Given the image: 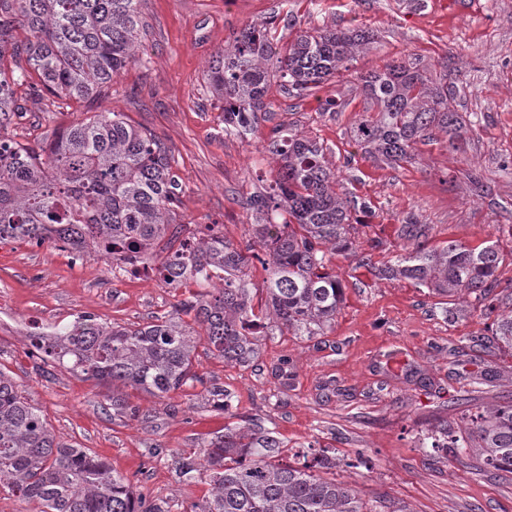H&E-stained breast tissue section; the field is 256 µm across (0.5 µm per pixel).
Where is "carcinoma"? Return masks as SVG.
I'll use <instances>...</instances> for the list:
<instances>
[{
	"instance_id": "obj_1",
	"label": "carcinoma",
	"mask_w": 512,
	"mask_h": 512,
	"mask_svg": "<svg viewBox=\"0 0 512 512\" xmlns=\"http://www.w3.org/2000/svg\"><path fill=\"white\" fill-rule=\"evenodd\" d=\"M139 0H0V128L22 111L14 86L29 95L91 99L129 64L140 60L145 25ZM26 33L18 37V31ZM270 28L253 24L224 46L208 70L213 97L223 104L224 134L256 131L271 79L302 96L350 70L370 48L361 30L323 28L300 32L284 50ZM37 81H31V74ZM376 116L358 123L354 142L365 157L408 162L415 145L435 131L450 145L464 126L452 109L454 91L432 82L417 65L394 60L360 77ZM275 175L249 200L263 215L253 225L257 259L266 273L265 300L254 302L250 257L224 235L209 231L180 241L157 265L143 257L167 236L184 187L170 148L154 134L128 124L117 112H97L55 132L38 148L0 136V242L37 245L53 240L74 258L104 259L136 274L152 272L168 286L189 282L200 290L142 327H126L80 315L54 336H26L29 356L115 388L161 397L202 382L193 370L197 345L227 364L245 366L257 354L258 329L270 325L296 336H316L336 321L344 302L341 280L326 271L328 257L354 248L357 213L366 205L349 197L326 160L323 146L293 131L271 130ZM411 249L379 274L399 277L441 297L486 300L498 287L504 261L496 242L473 247L450 240L428 245L420 224L406 225ZM193 315V322L183 319ZM493 335L512 350V310L496 315ZM112 415L136 418L139 408L112 393ZM475 438H450L474 450L484 465L512 473V401L476 416ZM273 431L251 420L224 427L203 459L181 456L176 474L186 483L209 471L202 512H364L354 489L317 472L336 466V452L314 457L293 453ZM31 503L37 512H164L135 493L131 481L102 458L59 440L12 377L0 369V490Z\"/></svg>"
}]
</instances>
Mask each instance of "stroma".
<instances>
[{
    "label": "stroma",
    "mask_w": 512,
    "mask_h": 512,
    "mask_svg": "<svg viewBox=\"0 0 512 512\" xmlns=\"http://www.w3.org/2000/svg\"><path fill=\"white\" fill-rule=\"evenodd\" d=\"M140 10V61L92 101L34 99L16 87L25 112L0 134L32 145L87 113H123L172 150L185 189L176 217L181 238L212 228L244 249L256 221L247 201L273 178L270 130H299L323 144L345 191L369 207L355 253L327 263L345 285V303L319 336L264 329L247 366L225 364L199 345L201 384L162 397L132 393L139 418L117 417L111 388L38 368L25 354L27 335L82 314L143 325L171 311L186 290L97 259L73 261L51 241H5L0 365L62 441L103 457L136 493L171 512L204 507L208 489L204 474L178 480L179 454L200 453L213 433L243 418L274 429L290 447L335 449L337 480L368 506L512 512V474L434 445L442 429L460 433L477 413L512 399V353L491 342L492 317L476 301L377 274L402 254L408 241L400 229L413 222L427 226L433 245L499 242L507 258L496 279L512 284V0H478L452 18L432 0H142ZM263 21L282 45L305 30L352 26L373 30L376 43L353 61L352 74L305 97L272 82L257 131L228 136L206 68L242 28ZM401 57L453 83V107L467 127L461 150L437 133L418 144L412 162L392 166L365 159L355 145L353 129L371 111L354 73ZM328 100L335 111H324ZM478 335L485 346H472ZM212 386L230 393L227 411L213 409Z\"/></svg>",
    "instance_id": "1"
}]
</instances>
